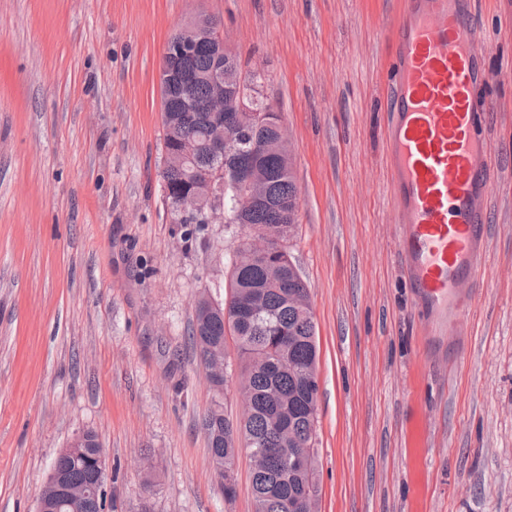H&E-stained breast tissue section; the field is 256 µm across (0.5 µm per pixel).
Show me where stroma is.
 Listing matches in <instances>:
<instances>
[{"label": "stroma", "mask_w": 512, "mask_h": 512, "mask_svg": "<svg viewBox=\"0 0 512 512\" xmlns=\"http://www.w3.org/2000/svg\"><path fill=\"white\" fill-rule=\"evenodd\" d=\"M403 0H0V512H36L57 454L93 432L108 512H253L227 501L201 421L240 417L189 339L227 299L238 224H175L159 65L214 18L280 116L299 189L288 253L317 322L318 512H512V0H473L495 161L485 269L431 330L398 247L387 166Z\"/></svg>", "instance_id": "obj_1"}]
</instances>
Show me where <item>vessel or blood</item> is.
<instances>
[{"instance_id":"vessel-or-blood-1","label":"vessel or blood","mask_w":512,"mask_h":512,"mask_svg":"<svg viewBox=\"0 0 512 512\" xmlns=\"http://www.w3.org/2000/svg\"><path fill=\"white\" fill-rule=\"evenodd\" d=\"M385 27L397 62L388 166L399 250L421 298L453 323L470 310L460 284L483 272L476 203L494 186L472 96L492 76L472 52L478 33L463 23L461 0H405Z\"/></svg>"}]
</instances>
